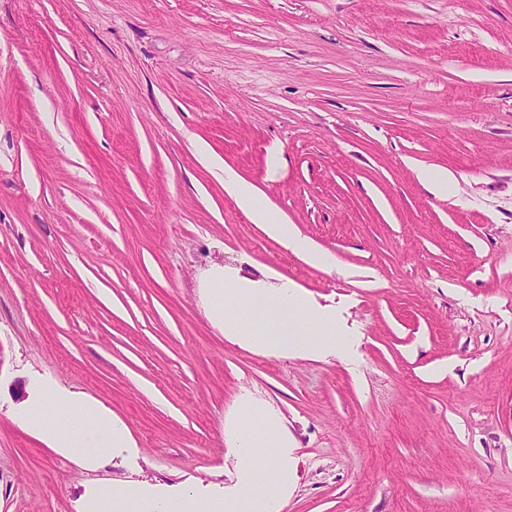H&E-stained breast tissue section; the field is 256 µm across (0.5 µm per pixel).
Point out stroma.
Returning a JSON list of instances; mask_svg holds the SVG:
<instances>
[{
    "label": "stroma",
    "instance_id": "stroma-1",
    "mask_svg": "<svg viewBox=\"0 0 512 512\" xmlns=\"http://www.w3.org/2000/svg\"><path fill=\"white\" fill-rule=\"evenodd\" d=\"M218 268L335 312L355 367L228 342ZM53 380L134 468L19 425ZM243 399L290 442L284 512H512V0H0V512L231 485ZM225 174V186L234 191L239 205L249 212L255 224H263L271 236L281 238L289 250L302 253L310 264L314 266L330 264L331 257L327 253L316 249L305 238L290 228L287 229L283 224H274L268 212L256 202L253 190L248 184L233 174L228 172Z\"/></svg>",
    "mask_w": 512,
    "mask_h": 512
}]
</instances>
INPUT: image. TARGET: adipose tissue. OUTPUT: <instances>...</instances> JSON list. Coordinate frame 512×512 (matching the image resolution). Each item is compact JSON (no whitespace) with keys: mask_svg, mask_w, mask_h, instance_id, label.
Listing matches in <instances>:
<instances>
[{"mask_svg":"<svg viewBox=\"0 0 512 512\" xmlns=\"http://www.w3.org/2000/svg\"><path fill=\"white\" fill-rule=\"evenodd\" d=\"M225 185L252 221L281 238L289 250L303 254L312 265L330 264L327 253L272 222L248 184L229 174ZM208 295L212 316L223 323L230 342L245 348L258 345L279 357L322 358L336 352L335 339L317 332L319 326L332 324V315L311 306L291 283L258 288L245 280L219 276L211 281ZM236 419L232 486L214 489L195 483L169 488L116 481L95 491L86 503L87 512H282L292 464L279 425L262 407L247 400L238 404ZM19 420L57 454L87 466L121 464L138 452L125 422L57 383L49 384L47 398L29 404Z\"/></svg>","mask_w":512,"mask_h":512,"instance_id":"1","label":"adipose tissue"}]
</instances>
